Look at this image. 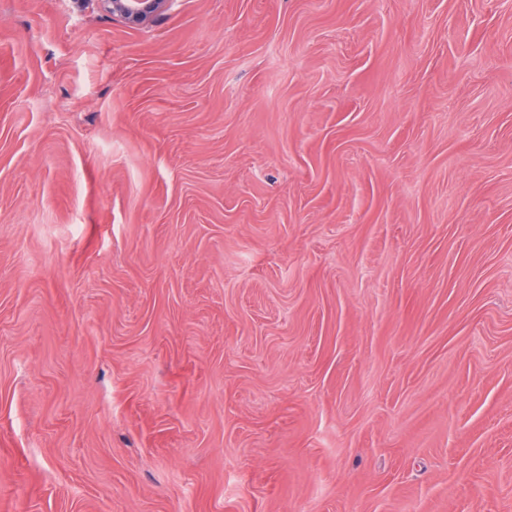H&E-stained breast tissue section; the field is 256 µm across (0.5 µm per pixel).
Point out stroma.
<instances>
[{"label":"stroma","mask_w":512,"mask_h":512,"mask_svg":"<svg viewBox=\"0 0 512 512\" xmlns=\"http://www.w3.org/2000/svg\"><path fill=\"white\" fill-rule=\"evenodd\" d=\"M0 512H512V0H0ZM102 9L132 25H142L156 19L168 0H98Z\"/></svg>","instance_id":"1"}]
</instances>
